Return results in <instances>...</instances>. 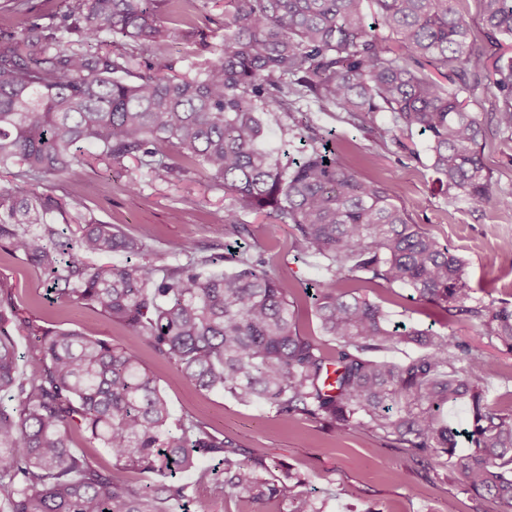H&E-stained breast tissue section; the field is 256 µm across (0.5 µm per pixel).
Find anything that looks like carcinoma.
<instances>
[{
  "label": "carcinoma",
  "instance_id": "carcinoma-1",
  "mask_svg": "<svg viewBox=\"0 0 512 512\" xmlns=\"http://www.w3.org/2000/svg\"><path fill=\"white\" fill-rule=\"evenodd\" d=\"M171 2L70 0L63 25L25 21L0 36V168L17 166L23 178L0 186V247L45 275L53 299L129 328L200 389L444 457L466 491L512 512V408L482 397L494 367L451 335L391 325L363 289L395 285L412 300L449 304L511 350L512 309L475 302L466 264L412 222L389 185L330 157L325 138L312 134L300 157L284 160L260 147L259 113L304 115L311 101L414 157L405 140L427 136L448 192L475 207L511 208L493 189L483 130L463 98L487 64L460 0H373L387 36L372 28L364 0H225L223 43L191 75L171 64L139 71L131 52L84 48L102 31L141 49L179 37L195 44L187 18L207 0H184L178 11ZM481 3L488 39L512 40V0ZM490 87L496 124L512 134V54L494 59ZM380 112L392 126L375 125ZM87 146L108 167L136 156L158 178L204 169L229 194L228 236L249 232L245 209L291 225L294 248L322 259L330 275L315 301L327 340L296 331L295 289L275 275L262 243L244 258L200 255L184 241L174 247L182 260L159 268L119 226L94 220L58 183L89 165ZM169 148L182 163L168 162ZM118 252L135 259L101 261ZM223 261L232 269L208 270ZM14 329L32 336L28 353L39 361L26 378L17 374ZM392 351L404 358H386ZM2 392L15 404L0 403V512H176L189 489L177 475L189 470L217 498L322 512L299 491V474L266 478V460L241 461V449L197 420L170 428L168 402L138 348L41 326L9 293L0 294ZM464 395L468 453L441 417ZM77 433L107 449L122 473L74 451ZM203 458L223 468H197ZM143 469L167 481L143 484L135 476Z\"/></svg>",
  "mask_w": 512,
  "mask_h": 512
}]
</instances>
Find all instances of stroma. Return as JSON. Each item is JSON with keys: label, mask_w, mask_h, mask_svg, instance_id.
Segmentation results:
<instances>
[{"label": "stroma", "mask_w": 512, "mask_h": 512, "mask_svg": "<svg viewBox=\"0 0 512 512\" xmlns=\"http://www.w3.org/2000/svg\"><path fill=\"white\" fill-rule=\"evenodd\" d=\"M491 98L476 90L469 109L486 132L485 162L499 194L512 195V140L498 132L491 114ZM308 118L317 132L331 133L336 159L357 176L391 186L397 204L407 208L415 223L451 246L466 264L468 283L477 301L512 308V254H501L512 241V209L475 208L452 199L437 180L426 155L427 139L414 135L419 153L411 158L392 141H380L367 130L337 120L335 113L310 107ZM264 145L273 152L297 153L302 143L287 114L267 113ZM72 198L87 205L92 216L120 225L156 250L160 265L177 264L173 245L192 240L202 253L227 254L248 250L253 241L266 244L277 274L297 290L326 287L320 262L298 253L291 230L264 213L244 211L249 232L238 239L225 237L224 190L214 186L199 168L178 178L161 180L134 159L123 165L84 170L64 183ZM496 256L487 265L488 256ZM0 289L11 290L23 315L39 325L75 329L114 342L129 341L128 328L82 305L49 303L43 277L33 272L8 249L0 248ZM370 299L381 302L392 321L440 333H451L474 353L493 364L498 373L485 388L491 407L512 405V351L489 339L479 322L450 313L439 306L414 302L398 287L368 289ZM145 367L155 376L173 420L191 416L208 430L232 440L249 456L289 465L304 479L309 495L326 500V512H496L489 500L464 491L448 469L417 465L402 445L359 429H336L328 421L297 415L281 417L268 407L242 404L230 396L199 390L178 375L148 345H141Z\"/></svg>", "instance_id": "35a3bbf8"}]
</instances>
